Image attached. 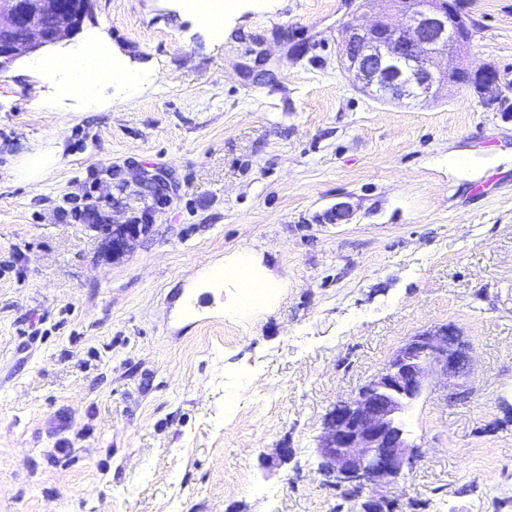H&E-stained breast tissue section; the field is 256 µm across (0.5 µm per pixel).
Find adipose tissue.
<instances>
[{"mask_svg":"<svg viewBox=\"0 0 512 512\" xmlns=\"http://www.w3.org/2000/svg\"><path fill=\"white\" fill-rule=\"evenodd\" d=\"M108 68L112 69L115 81L130 89L137 88L145 79L140 70H113L110 55L103 53L97 42L87 43L78 55L57 62L55 68L43 69L42 74L51 80L57 73H67L87 107L93 108L98 102V73ZM213 285L224 291L225 314L242 317L264 305L275 294L278 283L261 272L244 251L225 266L222 278L214 280Z\"/></svg>","mask_w":512,"mask_h":512,"instance_id":"adipose-tissue-1","label":"adipose tissue"}]
</instances>
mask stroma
<instances>
[{"label":"stroma","mask_w":512,"mask_h":512,"mask_svg":"<svg viewBox=\"0 0 512 512\" xmlns=\"http://www.w3.org/2000/svg\"><path fill=\"white\" fill-rule=\"evenodd\" d=\"M463 7L469 63L512 81V0ZM354 8L238 0L216 36L185 0H94L0 73V512H363L318 470L324 418L446 323L468 391L432 378L404 416L420 458L377 493L512 512V115L465 87L373 99L338 62ZM92 36L158 79L104 78L89 109L34 69ZM149 207L113 259L103 225ZM241 251L276 299L188 313Z\"/></svg>","instance_id":"obj_1"}]
</instances>
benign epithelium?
Instances as JSON below:
<instances>
[{
    "label": "benign epithelium",
    "mask_w": 512,
    "mask_h": 512,
    "mask_svg": "<svg viewBox=\"0 0 512 512\" xmlns=\"http://www.w3.org/2000/svg\"><path fill=\"white\" fill-rule=\"evenodd\" d=\"M94 0H47L45 8L65 14L46 25L23 0H0V72L20 57L55 45L79 31ZM381 5L370 23L355 18L341 24L338 61L372 97L384 101L430 98L441 89L466 86L481 93L479 101L496 109L503 79L490 64L473 68L464 62L472 28L459 0H363L358 9ZM401 18L391 22V15ZM458 63L442 67L440 58ZM352 207L336 204L325 215L331 223L350 220ZM153 221L147 209L139 224L106 228L112 257L120 258L145 235ZM469 348L456 327L442 324L400 347L388 364L357 395L336 404L326 415L319 437V468L329 481L358 496L382 479L405 478L417 462L416 445L404 428L407 410L424 394L437 372L462 381L468 375Z\"/></svg>",
    "instance_id": "obj_1"
}]
</instances>
